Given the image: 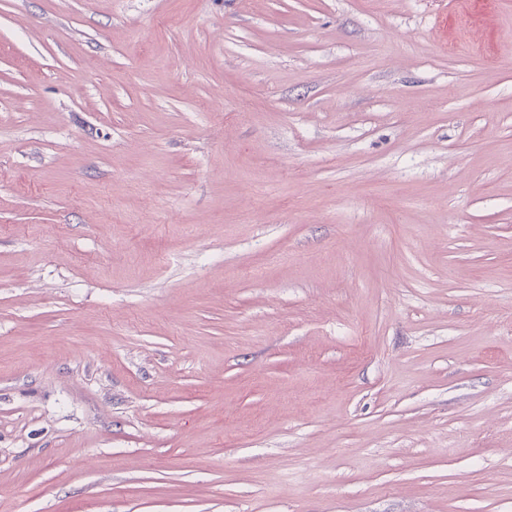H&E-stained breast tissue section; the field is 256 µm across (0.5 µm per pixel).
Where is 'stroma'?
Here are the masks:
<instances>
[{"mask_svg":"<svg viewBox=\"0 0 512 512\" xmlns=\"http://www.w3.org/2000/svg\"><path fill=\"white\" fill-rule=\"evenodd\" d=\"M0 512H512V0H0Z\"/></svg>","mask_w":512,"mask_h":512,"instance_id":"1","label":"stroma"}]
</instances>
